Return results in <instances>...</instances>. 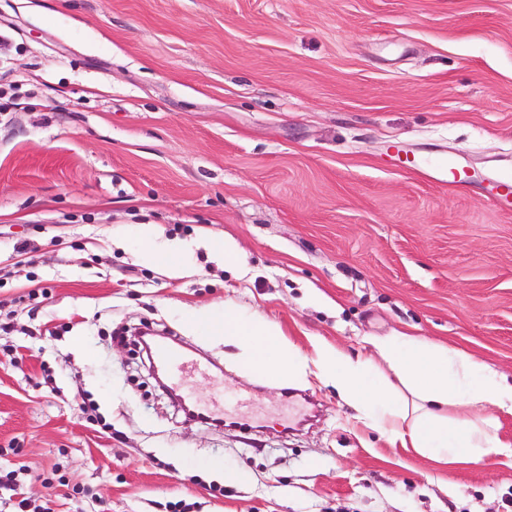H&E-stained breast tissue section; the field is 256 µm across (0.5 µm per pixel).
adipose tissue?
<instances>
[{
    "label": "adipose tissue",
    "instance_id": "1",
    "mask_svg": "<svg viewBox=\"0 0 512 512\" xmlns=\"http://www.w3.org/2000/svg\"><path fill=\"white\" fill-rule=\"evenodd\" d=\"M208 330L237 342L245 372L282 383L316 372L391 444L448 464L512 456V440L496 434L501 416H512V381L460 350L387 336L372 339L371 357L353 358L322 342L308 357L272 323L261 318L245 323L230 312L210 321ZM379 358L387 372L376 366Z\"/></svg>",
    "mask_w": 512,
    "mask_h": 512
}]
</instances>
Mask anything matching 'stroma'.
<instances>
[{
  "label": "stroma",
  "mask_w": 512,
  "mask_h": 512,
  "mask_svg": "<svg viewBox=\"0 0 512 512\" xmlns=\"http://www.w3.org/2000/svg\"><path fill=\"white\" fill-rule=\"evenodd\" d=\"M0 35V512H512V458L392 447L187 328L229 303L307 354L405 334L512 379V205L481 198L512 179V0H0ZM145 325L209 363L198 402L252 393L237 424L186 421ZM426 175L438 185L464 186L468 183L467 176H462L460 170L450 161H440L429 164Z\"/></svg>",
  "instance_id": "35a3bbf8"
}]
</instances>
